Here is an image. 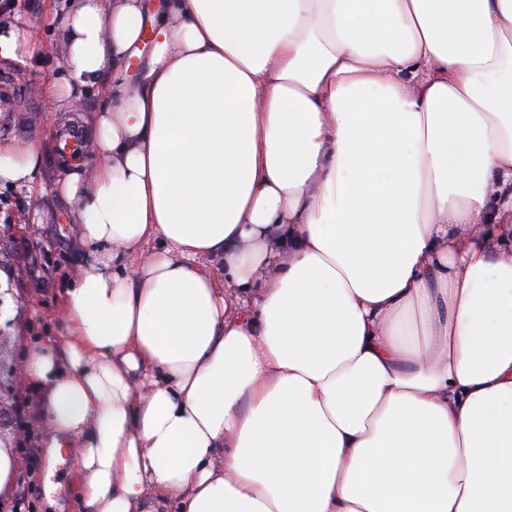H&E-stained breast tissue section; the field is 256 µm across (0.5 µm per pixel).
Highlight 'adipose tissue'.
I'll return each instance as SVG.
<instances>
[{"instance_id":"adipose-tissue-1","label":"adipose tissue","mask_w":512,"mask_h":512,"mask_svg":"<svg viewBox=\"0 0 512 512\" xmlns=\"http://www.w3.org/2000/svg\"><path fill=\"white\" fill-rule=\"evenodd\" d=\"M63 30L62 99L103 100L58 186L95 251L21 379L77 512H512V0H79ZM39 163L0 146V184Z\"/></svg>"}]
</instances>
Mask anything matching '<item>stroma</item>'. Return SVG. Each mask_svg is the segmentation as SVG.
Returning <instances> with one entry per match:
<instances>
[{
    "label": "stroma",
    "instance_id": "1",
    "mask_svg": "<svg viewBox=\"0 0 512 512\" xmlns=\"http://www.w3.org/2000/svg\"><path fill=\"white\" fill-rule=\"evenodd\" d=\"M10 12H0V34L11 28L25 32L34 44L32 53L0 55V69L14 72L25 87L17 111L0 114V141L31 143L42 154V165L31 187L0 186V198L11 199V241L0 252V284H12L18 303L12 306V326L4 347L7 360L20 362L32 351L52 343L62 332L58 309L64 288L74 279L90 252L75 233L74 203L57 193L66 171L57 156L54 115L68 111L53 87L67 79L63 24L77 0H12ZM29 401L30 419L20 422L16 404ZM39 388L15 382L0 404V426H20L25 441L15 447L18 461L13 484L0 491V502L21 512H47L48 499H56L63 512H71L66 495L77 464L74 449L65 448L51 459L45 448L47 430L39 413Z\"/></svg>",
    "mask_w": 512,
    "mask_h": 512
}]
</instances>
